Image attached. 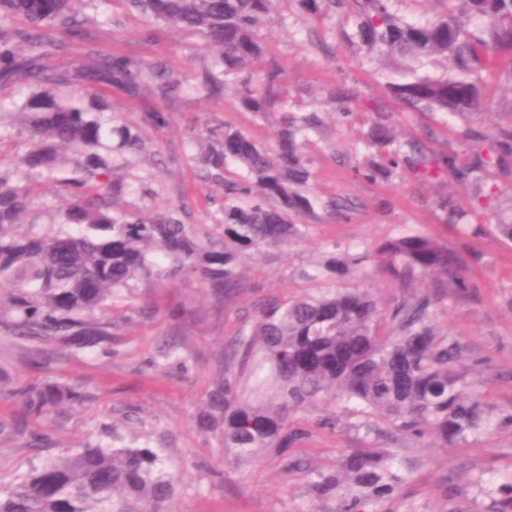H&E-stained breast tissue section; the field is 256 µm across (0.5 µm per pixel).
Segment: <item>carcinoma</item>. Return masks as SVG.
<instances>
[{
    "mask_svg": "<svg viewBox=\"0 0 512 512\" xmlns=\"http://www.w3.org/2000/svg\"><path fill=\"white\" fill-rule=\"evenodd\" d=\"M351 2L361 45L393 63L385 88L409 112L465 119L448 148L422 140L398 144L395 113L379 103L361 112H339L367 125L366 157L357 174L367 180L406 166L426 180H449L479 204L500 182H512V121L491 130L469 121L485 107L495 74L512 88V0H437L442 13L410 23L392 0H295L320 18ZM110 0H0V83L29 89L15 111L30 132L22 164L54 182L70 199L59 213L63 228L46 233L18 227L31 209L28 186L0 171V341L22 340L30 360L47 350L63 354L112 351L119 321L112 304L134 298L139 285L160 286L195 275L217 305L232 306L253 284L242 275L249 251L279 249L305 236L300 219L314 213L308 149L321 132L320 112L288 111L281 71L256 72L265 55L260 37L276 0H125L147 22L143 40L157 26L190 31L205 41L197 82L189 84L161 64L134 54L103 55L88 42V26L109 18ZM82 47L70 71L50 60ZM68 86L66 97L55 89ZM112 88L132 100L168 102L192 92L222 97L234 90L243 112L275 118L272 143L262 145L224 124L209 130L198 165L221 190L220 235L204 243L181 223L179 210L149 213L124 208L129 185L118 176L113 152L147 151L145 131L170 124L162 108L142 113L130 126L101 93ZM80 158L65 162L63 147ZM445 223L486 231L467 221L451 195L438 200ZM75 225L81 232L64 230ZM372 266L401 288L383 308L368 290L348 283ZM297 276L313 291L271 299L224 348L222 372L199 420L224 453L247 462L262 448H291L313 429L334 430V414L302 420L297 414L324 399L353 403L361 417L352 428L362 440L380 436L374 420L396 434L428 436L442 447L491 424L479 395L457 369L458 339L438 330L436 305L471 297L475 282L456 249L424 233L407 231L374 248L333 245ZM432 291L415 290L419 281ZM23 417L9 432L41 446L48 439L30 423L83 405L89 395L59 383L20 384ZM88 443L0 484V512H172L177 475L149 437L140 443ZM415 462L389 449L357 448L333 471H305L310 503L337 502L336 512H377L408 481Z\"/></svg>",
    "mask_w": 512,
    "mask_h": 512,
    "instance_id": "cac0c4a2",
    "label": "carcinoma"
}]
</instances>
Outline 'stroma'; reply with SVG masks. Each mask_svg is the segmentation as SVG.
Instances as JSON below:
<instances>
[{
	"label": "stroma",
	"mask_w": 512,
	"mask_h": 512,
	"mask_svg": "<svg viewBox=\"0 0 512 512\" xmlns=\"http://www.w3.org/2000/svg\"><path fill=\"white\" fill-rule=\"evenodd\" d=\"M109 12L119 26L93 30L102 53H135L163 63L183 76H194L204 52L201 36L160 28L154 41L144 42L140 15L128 12L122 0H111ZM356 24L347 10L324 19L301 12L294 0H281L262 28L266 59L281 67L288 98L299 111L323 110V91L355 89L362 98L384 101L395 112L403 136L432 137L434 145L454 139L460 122L445 123L438 114L408 112L388 99L384 90L385 63L353 43ZM25 89L0 86V166L13 171L20 182H29L31 215L44 231L53 230V217L66 200L46 181L29 177L21 164L29 148V132L13 102ZM170 126L151 134V152L127 171L134 178L150 170L151 194L133 191L124 198L130 207L162 209L180 206L181 219L199 237L214 235L221 219L214 202L219 190L201 177L194 160L198 141L210 127L237 126L261 143H271L273 123L241 111L233 93L205 99L190 97L169 104ZM364 155L359 122L327 124L310 151L312 189L321 198H350L353 209L335 219L323 210L308 217L306 236L274 250L272 257L248 253L245 277L256 287L237 303L219 309L207 288L196 277L165 287L143 286L129 306H117L123 324L112 338L108 354L80 355L65 360L48 355L33 364L22 355L19 343H0V366L15 382H58L79 387L89 396L80 409L46 423L45 429L58 449L77 448L103 437V428L116 424L125 442L152 435L180 477L173 512H312L306 478L284 473L281 452L262 451L241 464L225 462L217 439L202 432L197 417L205 408L218 377L224 348L235 336L245 314L270 298L285 299L309 289L295 275L297 268L317 259L332 245L365 249L401 230L428 234L466 257L477 284L475 296L465 302L440 304L442 331L463 346L459 370L493 413L512 411V242L489 233L472 235L450 228L435 206L446 185L427 182L400 169L389 179L368 181L355 168ZM181 346L179 360L162 361L166 345ZM358 442L347 428L313 431L304 443L290 448L289 456L306 460L314 470L337 467ZM421 465L401 496L382 512H494L496 503L484 486L491 474L512 472V424L443 448L427 440H410ZM48 449L24 446L0 438V481L39 465Z\"/></svg>",
	"instance_id": "obj_1"
}]
</instances>
